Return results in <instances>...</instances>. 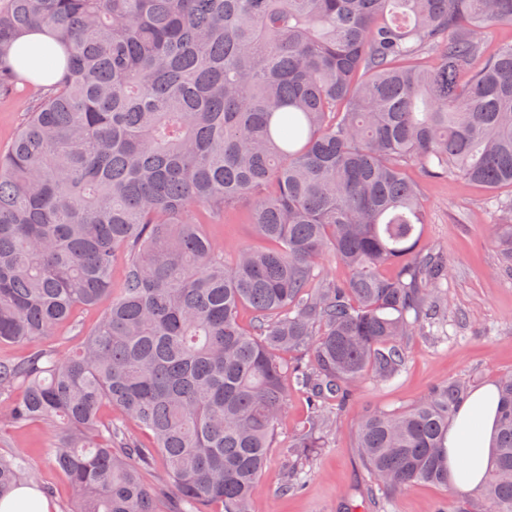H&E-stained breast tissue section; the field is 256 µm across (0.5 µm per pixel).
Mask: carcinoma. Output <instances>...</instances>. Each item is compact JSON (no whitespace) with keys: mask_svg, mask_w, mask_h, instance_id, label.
Returning <instances> with one entry per match:
<instances>
[{"mask_svg":"<svg viewBox=\"0 0 512 512\" xmlns=\"http://www.w3.org/2000/svg\"><path fill=\"white\" fill-rule=\"evenodd\" d=\"M503 24L512 0H0V94L31 27L65 55L0 155V343L20 347L0 360V422L54 426L68 512H250L298 389L310 422L280 492L300 486L341 426L330 403L397 375L404 340L445 309L408 168L512 187V41H484ZM243 202L268 247L227 263L192 213ZM500 211L489 237L512 260V197ZM325 258L347 277L321 274ZM98 306L75 355L42 343ZM497 388L491 467L457 512H512V374ZM466 391L365 411L370 491L448 489ZM107 404L119 418L103 424ZM26 478L0 453V498Z\"/></svg>","mask_w":512,"mask_h":512,"instance_id":"carcinoma-1","label":"carcinoma"}]
</instances>
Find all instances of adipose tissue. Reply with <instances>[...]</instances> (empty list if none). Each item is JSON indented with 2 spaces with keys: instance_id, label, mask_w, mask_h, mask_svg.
Listing matches in <instances>:
<instances>
[{
  "instance_id": "adipose-tissue-1",
  "label": "adipose tissue",
  "mask_w": 512,
  "mask_h": 512,
  "mask_svg": "<svg viewBox=\"0 0 512 512\" xmlns=\"http://www.w3.org/2000/svg\"><path fill=\"white\" fill-rule=\"evenodd\" d=\"M18 69L33 81L52 84L63 73L64 56L49 31L34 30L19 38L12 50ZM498 393L487 384L473 390L458 406L448 426V484L457 490L476 489L490 467Z\"/></svg>"
}]
</instances>
